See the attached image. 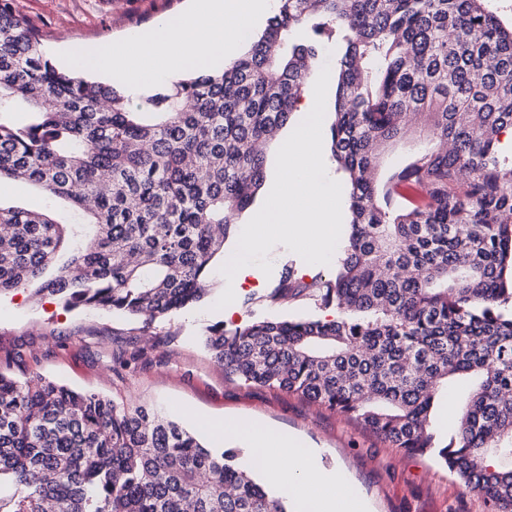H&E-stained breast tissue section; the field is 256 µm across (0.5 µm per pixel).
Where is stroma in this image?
I'll return each instance as SVG.
<instances>
[{
  "label": "stroma",
  "instance_id": "1",
  "mask_svg": "<svg viewBox=\"0 0 512 512\" xmlns=\"http://www.w3.org/2000/svg\"><path fill=\"white\" fill-rule=\"evenodd\" d=\"M190 0H12L16 11L43 30V50L61 68H70L68 52L104 47L125 36L150 30L159 19L172 21ZM0 205L40 210L53 207L64 217L68 206L50 203L37 187L12 178L0 180ZM271 275L248 278L235 295L234 313L225 316L215 303L224 277L213 273L205 301L143 329L141 321L119 314L67 312L52 297L31 299L26 293L0 298V367L23 352L19 369L77 390L101 393L117 404H145L164 411L199 435L212 448H238L234 436L215 438L205 432L206 419L250 421L295 433L308 448L323 449L326 467L340 465L353 476L370 502V512H488L483 500L465 488L430 456L406 455L356 421L286 392L225 378L205 350V326L223 322L231 329L251 320L278 317L335 318L334 308L301 295L287 304L269 295L286 269L306 283L333 276L329 265H311L282 244L267 255ZM156 346L148 360L112 371L116 357L128 358L147 337Z\"/></svg>",
  "mask_w": 512,
  "mask_h": 512
}]
</instances>
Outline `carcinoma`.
Segmentation results:
<instances>
[{
	"mask_svg": "<svg viewBox=\"0 0 512 512\" xmlns=\"http://www.w3.org/2000/svg\"><path fill=\"white\" fill-rule=\"evenodd\" d=\"M335 30L330 152L350 230L316 288L336 317L216 322L202 342L226 377L432 456L490 512H512V164L499 140L512 25L488 0H278L222 71L136 98L58 69L0 0V176L74 214L0 206V296L28 289L145 328L198 306L264 185L269 135L323 67L318 36ZM413 135L423 147L386 165ZM306 289L288 274L270 301ZM451 380L473 385L448 436L433 410ZM237 458L153 407L0 370V512H291Z\"/></svg>",
	"mask_w": 512,
	"mask_h": 512,
	"instance_id": "obj_1",
	"label": "carcinoma"
}]
</instances>
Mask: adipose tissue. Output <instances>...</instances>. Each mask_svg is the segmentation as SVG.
Wrapping results in <instances>:
<instances>
[{
  "label": "adipose tissue",
  "mask_w": 512,
  "mask_h": 512,
  "mask_svg": "<svg viewBox=\"0 0 512 512\" xmlns=\"http://www.w3.org/2000/svg\"><path fill=\"white\" fill-rule=\"evenodd\" d=\"M273 0H192L178 22L161 21L146 35L132 34L118 46L96 47L81 54L84 69L104 70L109 79L131 92L144 89L155 75L190 64L230 56L243 30L268 12ZM214 435L237 434L250 440L254 453L263 454L270 482L311 494L313 512H368L351 489L346 473L324 468L319 449L300 452L296 440L252 423L213 422Z\"/></svg>",
  "instance_id": "obj_1"
}]
</instances>
